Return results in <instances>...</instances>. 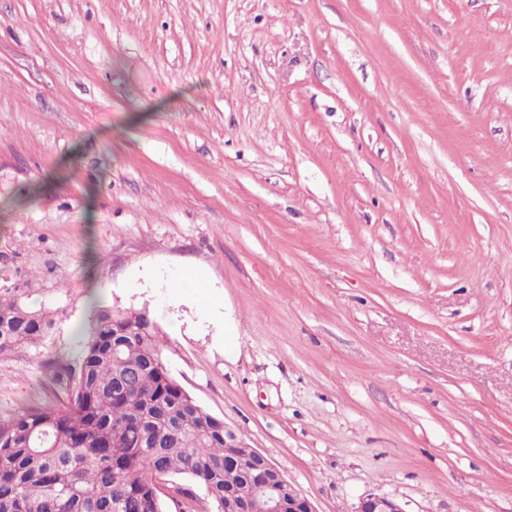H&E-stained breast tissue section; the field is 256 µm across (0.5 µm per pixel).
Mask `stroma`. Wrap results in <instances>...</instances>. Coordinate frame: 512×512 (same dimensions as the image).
<instances>
[{"instance_id": "35a3bbf8", "label": "stroma", "mask_w": 512, "mask_h": 512, "mask_svg": "<svg viewBox=\"0 0 512 512\" xmlns=\"http://www.w3.org/2000/svg\"><path fill=\"white\" fill-rule=\"evenodd\" d=\"M1 288L2 423L100 300L316 512H512V0H0ZM56 315L33 310L8 289L0 293V356L22 347L45 345L54 333ZM354 512H404V509L394 499L376 494H367L360 497Z\"/></svg>"}]
</instances>
